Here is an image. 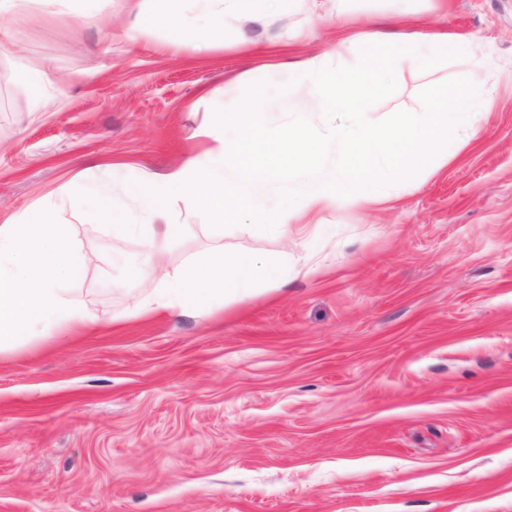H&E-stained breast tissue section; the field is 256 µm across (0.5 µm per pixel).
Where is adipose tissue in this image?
<instances>
[{"label": "adipose tissue", "instance_id": "ef3b65f1", "mask_svg": "<svg viewBox=\"0 0 512 512\" xmlns=\"http://www.w3.org/2000/svg\"><path fill=\"white\" fill-rule=\"evenodd\" d=\"M380 38L375 22L353 27L350 42L366 52L351 69L332 70L314 59L292 67L320 109L349 113L350 124L332 127L323 137L287 126L270 128L263 122L260 100L225 113L224 128L214 135L217 149L162 177L147 175L131 184L144 219L140 225L128 223L107 185L87 187L100 223L123 235L148 234L136 269L146 311L208 313L225 300L249 297L288 278L287 252L229 251L220 238L205 253L167 266L169 245L185 232L170 217L172 205L220 217L243 214L284 240L293 226L341 204H383L389 186L436 173L477 135L475 100L469 91L450 88L438 89L422 111L397 127L379 128L368 103L382 93L395 64L406 61L421 68L434 53L470 52L466 41L445 34L398 33L391 50L380 56L372 51ZM274 182L294 183V198L271 197L267 187ZM51 214V206L44 204L0 225V353L52 331L85 329L94 322L62 285L80 273L88 258L52 224Z\"/></svg>", "mask_w": 512, "mask_h": 512}]
</instances>
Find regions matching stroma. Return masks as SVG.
Masks as SVG:
<instances>
[{"mask_svg": "<svg viewBox=\"0 0 512 512\" xmlns=\"http://www.w3.org/2000/svg\"><path fill=\"white\" fill-rule=\"evenodd\" d=\"M318 4L174 48L162 18L190 0H113L110 29L78 36L68 16L86 0L0 20L13 35L0 43V225L53 203L89 257L75 296L103 318L0 355V512H512V0ZM143 17L154 27L130 39ZM350 18L467 40L482 73L471 56L402 66L371 118L388 128L463 86L484 105L476 138L386 203L323 212L290 242L174 208L188 231L170 265L220 233L318 268L207 314L133 315L142 242L112 239L83 185L111 180L120 198L125 180L205 154L259 91L268 126L340 123L288 64L355 65ZM27 63L57 77L37 105Z\"/></svg>", "mask_w": 512, "mask_h": 512, "instance_id": "obj_1", "label": "stroma"}]
</instances>
